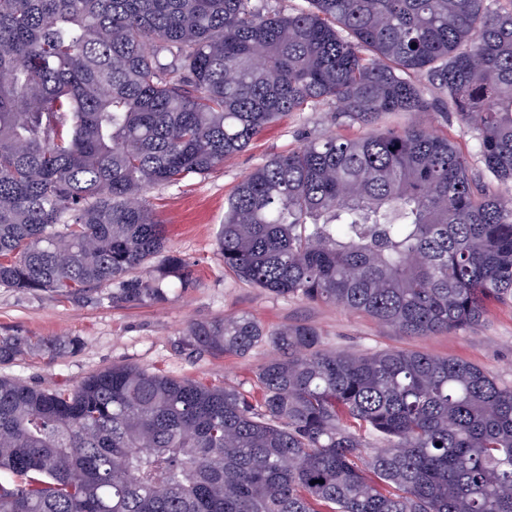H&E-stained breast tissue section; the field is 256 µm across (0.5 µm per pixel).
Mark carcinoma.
Returning <instances> with one entry per match:
<instances>
[{
  "label": "carcinoma",
  "mask_w": 512,
  "mask_h": 512,
  "mask_svg": "<svg viewBox=\"0 0 512 512\" xmlns=\"http://www.w3.org/2000/svg\"><path fill=\"white\" fill-rule=\"evenodd\" d=\"M322 102L366 126L452 112L511 181L512 0H0V287L166 301L189 280L149 192ZM217 250L249 284L407 336L512 303V206L416 125L271 158L228 199ZM261 344L255 403L126 365L53 390L0 377V512H512V387L247 313L183 346ZM32 346L0 336V364Z\"/></svg>",
  "instance_id": "obj_1"
}]
</instances>
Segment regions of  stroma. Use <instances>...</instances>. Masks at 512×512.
I'll return each instance as SVG.
<instances>
[{"instance_id":"obj_1","label":"stroma","mask_w":512,"mask_h":512,"mask_svg":"<svg viewBox=\"0 0 512 512\" xmlns=\"http://www.w3.org/2000/svg\"><path fill=\"white\" fill-rule=\"evenodd\" d=\"M430 131L447 137L468 156L473 173L483 166L472 132L456 118L429 112L419 119ZM361 123L338 124L330 104L291 112L266 128L242 153L223 167L171 186L154 189L149 203L166 224L169 249L184 259L191 285L170 293L161 304L115 307L103 288L81 297L52 292L23 294L0 288V336L69 338L78 347L50 354L28 351L0 365V376L43 389L70 388L87 376L114 365H131L170 377L189 378L210 386L234 387L255 395V373L272 350L260 346L246 355L194 353L181 341L192 323L246 312L269 328L307 324L322 335L330 350L370 353L418 350L463 359L512 386V306L490 302L476 326L435 336H403L361 312L276 296L226 271L217 245L224 205L235 187L269 158L298 149L305 141L335 134L358 137Z\"/></svg>"}]
</instances>
